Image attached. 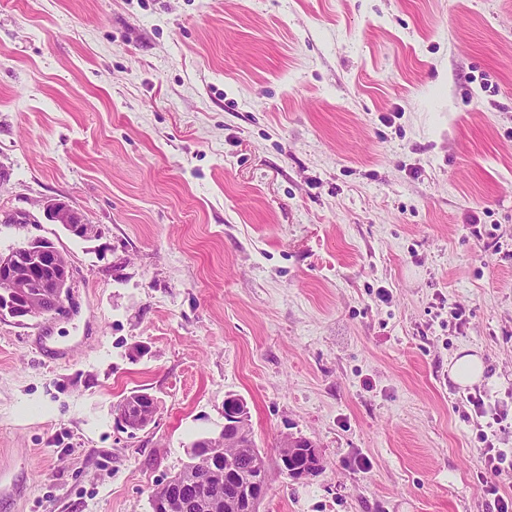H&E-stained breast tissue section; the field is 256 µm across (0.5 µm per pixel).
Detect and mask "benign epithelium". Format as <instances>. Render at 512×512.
Returning <instances> with one entry per match:
<instances>
[{"instance_id":"1","label":"benign epithelium","mask_w":512,"mask_h":512,"mask_svg":"<svg viewBox=\"0 0 512 512\" xmlns=\"http://www.w3.org/2000/svg\"><path fill=\"white\" fill-rule=\"evenodd\" d=\"M43 217L62 225L70 234L89 238L94 226L84 222L82 215L68 202L48 199L39 204ZM70 265L58 262V250L44 239H34L20 246L0 251V315L18 322L46 315L57 310L70 292ZM52 306H44L45 301ZM116 418L123 429L138 431L151 424L152 418L120 410Z\"/></svg>"}]
</instances>
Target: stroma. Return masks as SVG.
Masks as SVG:
<instances>
[{
  "instance_id": "obj_1",
  "label": "stroma",
  "mask_w": 512,
  "mask_h": 512,
  "mask_svg": "<svg viewBox=\"0 0 512 512\" xmlns=\"http://www.w3.org/2000/svg\"><path fill=\"white\" fill-rule=\"evenodd\" d=\"M35 238L71 297L0 318V512H152L230 395L322 457L260 512H495L448 367L512 420V0H0V251ZM39 207L47 221L53 224H61L70 234L76 237L89 238L94 233V226L86 224L82 215L64 200H43ZM484 364L476 355L465 354L450 366V377L462 387L471 386L482 380ZM155 410L156 406H154L152 403L138 402L137 407L134 409V413H138L139 415H133L130 411H125L122 408L116 415V418L123 429L130 430V432L138 431L150 425L154 417L149 416L143 422L141 420V416L151 415L155 412Z\"/></svg>"
}]
</instances>
